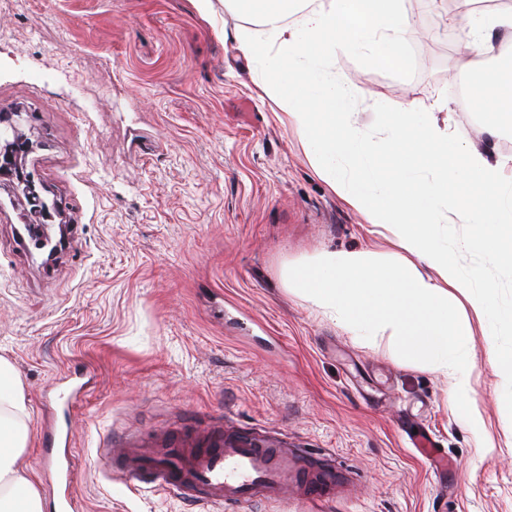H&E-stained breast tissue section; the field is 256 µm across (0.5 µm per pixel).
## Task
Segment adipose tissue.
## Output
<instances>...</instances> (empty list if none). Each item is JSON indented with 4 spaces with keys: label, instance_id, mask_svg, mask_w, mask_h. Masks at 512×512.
I'll list each match as a JSON object with an SVG mask.
<instances>
[{
    "label": "adipose tissue",
    "instance_id": "adipose-tissue-1",
    "mask_svg": "<svg viewBox=\"0 0 512 512\" xmlns=\"http://www.w3.org/2000/svg\"><path fill=\"white\" fill-rule=\"evenodd\" d=\"M249 18L232 33L238 56L254 67L258 95L273 98L278 120L297 128L315 173L368 224L390 234L395 264L375 253L323 250L286 266L288 289L354 334L389 336L421 367L447 375L456 410L473 433L482 421L467 383L471 319L490 320L495 307L477 273L462 271L434 231L438 224H469L463 249L512 264V155L473 144L449 143L447 102L421 110L399 105L387 119L385 149L355 133L353 94L325 74L337 53L402 68L416 21L405 0H225ZM470 49L468 91L488 115L492 139L512 131V6L469 9L446 16ZM470 303L473 317L454 312ZM28 406L13 365L0 357V512H43L39 490L17 460L28 442Z\"/></svg>",
    "mask_w": 512,
    "mask_h": 512
}]
</instances>
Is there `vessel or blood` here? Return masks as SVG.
Listing matches in <instances>:
<instances>
[{"instance_id": "b4317fda", "label": "vessel or blood", "mask_w": 512, "mask_h": 512, "mask_svg": "<svg viewBox=\"0 0 512 512\" xmlns=\"http://www.w3.org/2000/svg\"><path fill=\"white\" fill-rule=\"evenodd\" d=\"M42 444L47 487L57 512H75L69 438L57 431ZM99 456L122 479L175 492L192 504L270 503L294 483L301 489L308 512H325L335 502L340 485L335 466L316 463L307 449L221 426L188 430L175 439L128 435L121 447L102 449Z\"/></svg>"}]
</instances>
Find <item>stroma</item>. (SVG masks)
<instances>
[{"mask_svg": "<svg viewBox=\"0 0 512 512\" xmlns=\"http://www.w3.org/2000/svg\"><path fill=\"white\" fill-rule=\"evenodd\" d=\"M0 0V113L37 145L29 171L60 213L55 254L25 239L28 205L0 178V356L23 385L29 441L18 467L45 490L40 435L69 432L78 512H232L149 485L124 487L96 465L127 434L174 435L187 421L273 431L352 473V498L328 512H512V408L489 363L512 351V322L474 324L468 398L388 336L354 338L282 276L323 249L395 245L321 180L300 133L259 98L224 30L246 17L213 0ZM402 70L340 53L360 138L384 145L379 106L447 101L460 141L485 144L463 101L466 57L427 0ZM455 259L512 309V265ZM83 398L60 399L59 375ZM432 436L433 469L409 446Z\"/></svg>", "mask_w": 512, "mask_h": 512, "instance_id": "stroma-1", "label": "stroma"}]
</instances>
